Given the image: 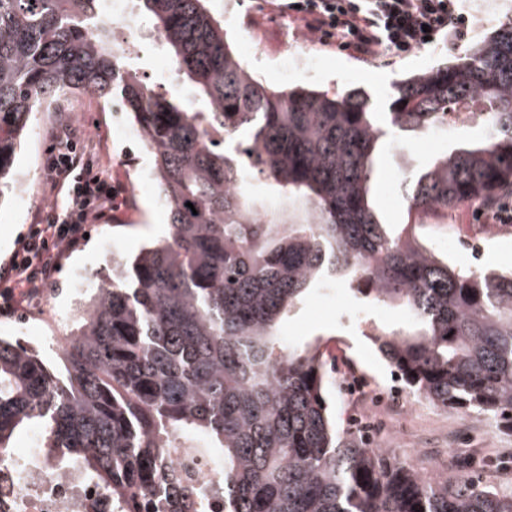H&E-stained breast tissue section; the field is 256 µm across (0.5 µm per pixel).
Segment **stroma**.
<instances>
[{
  "label": "stroma",
  "instance_id": "35a3bbf8",
  "mask_svg": "<svg viewBox=\"0 0 512 512\" xmlns=\"http://www.w3.org/2000/svg\"><path fill=\"white\" fill-rule=\"evenodd\" d=\"M206 7L223 22L233 48H240L247 38L260 45V57L249 61L248 67L264 84L279 89L301 86L341 93L358 88L382 112L388 109L395 80L428 71L449 56L447 46L440 43L391 64L382 53L370 60L360 59L316 42L311 47L316 57L315 77L295 75L283 80L276 74L283 49L279 19L272 13L255 10L253 0H206ZM58 106L55 113H36L17 156L13 173L25 181V204L16 205L11 192L0 199V266L7 264L35 214L49 204L43 162L56 144L54 134L61 122L86 132L85 150L95 166L111 173L113 180L128 181L139 166L136 157L122 154L107 136L112 127L111 102L66 94ZM485 134L482 128L460 127L439 137L425 132L392 136L380 150L372 184L381 221L395 225L406 222L408 176L427 167L436 154ZM472 211V205L465 204L440 215L438 222L420 225L423 243L431 247L451 237L462 240L475 236L481 243L480 251L459 247L449 255L452 263L480 270L511 269L512 223L475 224L471 221ZM166 230L167 214L158 209L155 190L132 196L111 217L95 222L88 239L63 258L57 285L47 296L13 314L0 315V336L18 337L21 322L34 324L35 333L20 337L39 349L47 364H58L57 339L72 334L80 296L90 295L92 288L110 275L113 254H135L147 241L162 239ZM75 270L86 272V288H75L70 279ZM336 289L332 297L318 291L308 294L283 320L280 334L284 340L296 344L322 337V349L329 359L353 365L370 392L387 391L398 407L397 415L386 419L382 427L371 429L370 435L375 440L386 439L389 450L407 465L423 473L436 472L443 478L450 471L461 469L483 483L512 491V431L481 412L446 411L411 394L363 335L364 329L373 324L403 326L404 312L396 307L360 305L349 282L337 283Z\"/></svg>",
  "mask_w": 512,
  "mask_h": 512
}]
</instances>
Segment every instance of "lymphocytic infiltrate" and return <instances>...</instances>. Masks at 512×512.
I'll list each match as a JSON object with an SVG mask.
<instances>
[{
	"mask_svg": "<svg viewBox=\"0 0 512 512\" xmlns=\"http://www.w3.org/2000/svg\"><path fill=\"white\" fill-rule=\"evenodd\" d=\"M458 0H274L273 10L304 24L321 43L366 58L386 50L402 58L439 40L462 41L469 19ZM81 129L65 124L60 149L44 164L45 192L53 203L39 211L21 247L0 268V311L12 312L52 288L62 259L84 240L86 226L105 217L112 180L97 174L84 154Z\"/></svg>",
	"mask_w": 512,
	"mask_h": 512,
	"instance_id": "1",
	"label": "lymphocytic infiltrate"
}]
</instances>
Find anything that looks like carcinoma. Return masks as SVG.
Here are the masks:
<instances>
[{"instance_id":"obj_1","label":"carcinoma","mask_w":512,"mask_h":512,"mask_svg":"<svg viewBox=\"0 0 512 512\" xmlns=\"http://www.w3.org/2000/svg\"><path fill=\"white\" fill-rule=\"evenodd\" d=\"M205 2L137 0L207 102L189 112L130 67L103 0H0V189L43 105L65 92L118 96L169 226L79 304L64 371L0 337V449L19 429L41 431L59 465L112 490V512H206L220 493L224 512H512V492L427 477L342 435L321 338L279 336L314 289L362 283L363 297L406 311V327L368 338L407 389L512 429V274L452 264L408 223L388 230L368 197L387 134L426 131L474 99L489 105V137L437 157L412 181L409 211L512 192V22L399 81L381 122L358 89L264 85ZM250 172L301 207L267 208ZM180 448L207 454L217 482L184 483L168 463Z\"/></svg>"}]
</instances>
